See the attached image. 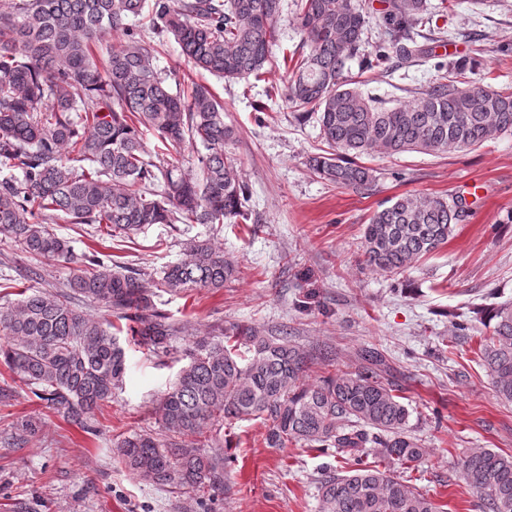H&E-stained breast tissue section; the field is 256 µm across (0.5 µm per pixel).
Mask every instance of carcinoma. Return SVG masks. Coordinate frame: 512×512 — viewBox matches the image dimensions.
<instances>
[{
  "label": "carcinoma",
  "instance_id": "obj_1",
  "mask_svg": "<svg viewBox=\"0 0 512 512\" xmlns=\"http://www.w3.org/2000/svg\"><path fill=\"white\" fill-rule=\"evenodd\" d=\"M293 2L301 43L284 99L302 119L317 115L330 152L309 165L321 179L365 191L373 177L355 161L359 155L438 154L512 134V91L484 84L473 59L437 63L425 89L388 106L345 80L364 43L359 0ZM281 12L282 0H8L0 11V166L19 172L0 180V234L24 255L77 265L62 287L29 288L0 306V360L46 407L91 434L95 412L123 388V329L76 302L126 321L141 347L167 356L190 327L161 313L154 297L218 291L238 268L212 239L196 237L148 287L109 255L75 254L51 225L103 224L114 237L152 224H208L217 234L226 223L247 222L246 188L228 151L237 134L224 123V105L204 83L172 91L154 67L145 32L170 35L201 74L259 79L279 40ZM143 15L147 23L128 24ZM382 21L385 39L368 66L431 57L414 39L416 28L433 27L426 0H388ZM114 33L122 38L97 61L95 46ZM146 131L159 141L151 151ZM186 141L204 149L189 172L167 153ZM464 213L459 201L400 196L365 225L364 261L401 274L446 244ZM484 323L490 334L480 340L481 365L497 398L512 404V303L485 310ZM184 356L188 362L158 402L171 437L144 430L114 442L132 475L222 492L224 457L209 451L208 429L220 420L261 418L272 448L343 454L347 470L327 474L318 487L321 512H439L395 471L420 461L425 450L409 430V405L382 381L386 363L378 350L358 354L353 368L325 357L327 375L312 385L302 382L309 354L286 336L252 327L196 336ZM16 430L21 448L40 422L24 419ZM371 455L375 461H365ZM458 470L479 494L480 512H512V454L472 448Z\"/></svg>",
  "mask_w": 512,
  "mask_h": 512
}]
</instances>
